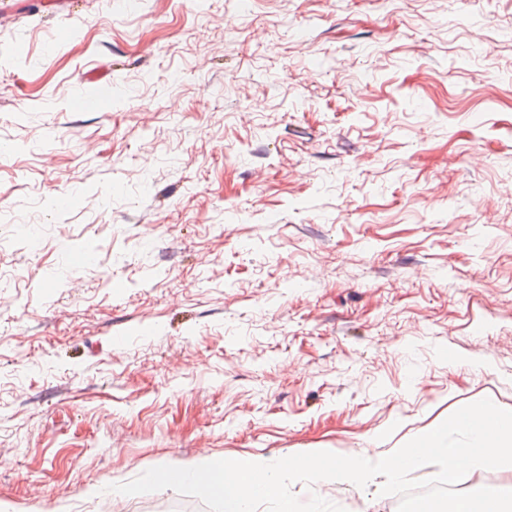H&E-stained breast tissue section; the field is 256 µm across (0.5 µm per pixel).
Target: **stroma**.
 Listing matches in <instances>:
<instances>
[{"instance_id":"obj_1","label":"stroma","mask_w":512,"mask_h":512,"mask_svg":"<svg viewBox=\"0 0 512 512\" xmlns=\"http://www.w3.org/2000/svg\"><path fill=\"white\" fill-rule=\"evenodd\" d=\"M0 144V512L512 408V0H0Z\"/></svg>"}]
</instances>
